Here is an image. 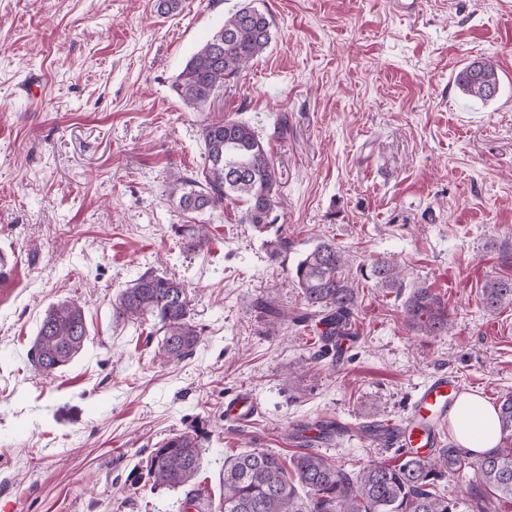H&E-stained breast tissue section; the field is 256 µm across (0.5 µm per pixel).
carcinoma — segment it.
I'll use <instances>...</instances> for the list:
<instances>
[{"mask_svg":"<svg viewBox=\"0 0 512 512\" xmlns=\"http://www.w3.org/2000/svg\"><path fill=\"white\" fill-rule=\"evenodd\" d=\"M252 2L241 0L187 60L176 90L188 106L204 108L270 45L271 18ZM455 81L464 95L483 103L499 92L496 69L485 60L467 63ZM200 135L201 173H179L173 179L178 208L204 213L240 200L245 204L242 223L259 232L275 224L281 207L276 171L254 128L225 118L202 124ZM351 264V257L332 240H323L303 254L288 273L300 290L303 310L266 306L272 331L316 319L326 350L331 337L351 334L359 302ZM359 268L376 288L400 293L407 287L406 271L395 259L378 257ZM479 296L489 313L512 305V278H487ZM112 309L118 320L148 321L156 327L162 333L161 352L172 363L192 355L201 341L190 322L186 288L174 278L146 271L120 292ZM404 314L408 327L421 336H440L450 325L447 303L426 285L412 287ZM88 337L83 307L75 301L58 302L40 322L31 346L32 365L43 376L54 375L81 353ZM498 420L502 443L481 455L471 456L450 441L431 455L402 457L394 465L374 461L354 473L313 449L295 455L289 471L273 451L245 452L224 462V496L218 512H458V501L437 493L436 487L446 475L465 468L473 473L468 491L471 512H498L500 506L512 504V395L502 397ZM199 468V435L184 432L152 449L145 476L149 489H181L185 509L201 512L195 488Z\"/></svg>","mask_w":512,"mask_h":512,"instance_id":"carcinoma-1","label":"carcinoma"}]
</instances>
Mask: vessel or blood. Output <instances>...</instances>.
Segmentation results:
<instances>
[{
	"label": "vessel or blood",
	"instance_id": "1",
	"mask_svg": "<svg viewBox=\"0 0 512 512\" xmlns=\"http://www.w3.org/2000/svg\"><path fill=\"white\" fill-rule=\"evenodd\" d=\"M460 393L455 376H432L418 388L408 414L398 423L387 424L381 434L383 442L413 455H425L440 447L439 428ZM255 412L254 402L245 395L232 397L224 405V417L231 421H249Z\"/></svg>",
	"mask_w": 512,
	"mask_h": 512
}]
</instances>
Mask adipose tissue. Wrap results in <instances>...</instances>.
<instances>
[{
  "mask_svg": "<svg viewBox=\"0 0 512 512\" xmlns=\"http://www.w3.org/2000/svg\"><path fill=\"white\" fill-rule=\"evenodd\" d=\"M449 420L458 443L473 452H485L499 443L497 412L475 394H462L450 410Z\"/></svg>",
  "mask_w": 512,
  "mask_h": 512,
  "instance_id": "obj_1",
  "label": "adipose tissue"
}]
</instances>
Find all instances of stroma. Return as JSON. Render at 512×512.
Returning a JSON list of instances; mask_svg holds the SVG:
<instances>
[{
  "label": "stroma",
  "instance_id": "35a3bbf8",
  "mask_svg": "<svg viewBox=\"0 0 512 512\" xmlns=\"http://www.w3.org/2000/svg\"><path fill=\"white\" fill-rule=\"evenodd\" d=\"M238 2L166 15L156 0H0V500L18 512H181L182 491L130 479L176 433L199 432L196 483L214 505L230 456L290 463L298 425L399 421L444 372L492 405L512 394V305L491 315L478 296L512 276V0H256L270 45L195 110L175 82ZM480 58L500 77L484 104L455 83ZM227 117L269 142L282 206L267 232L240 204L198 215L171 194L203 164L202 122ZM181 224L207 225V242L190 247ZM278 235L291 249L276 260ZM327 239L358 264L398 260L447 302L449 332L414 335L404 295L363 280L341 358L313 333H269L260 302L301 308L288 270ZM149 269L184 283L202 336L177 364L150 325L112 315ZM62 300L90 337L46 378L28 352ZM237 393L257 405L245 424L224 420ZM314 448L353 472L399 459L359 434Z\"/></svg>",
  "mask_w": 512,
  "mask_h": 512
}]
</instances>
